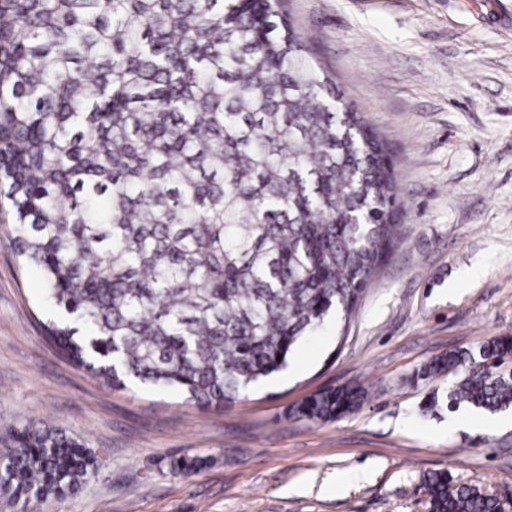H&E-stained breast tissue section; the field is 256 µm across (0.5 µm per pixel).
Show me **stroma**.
<instances>
[{"label":"stroma","instance_id":"1","mask_svg":"<svg viewBox=\"0 0 512 512\" xmlns=\"http://www.w3.org/2000/svg\"><path fill=\"white\" fill-rule=\"evenodd\" d=\"M348 100L387 141L400 237L349 321L329 319L287 367L222 409L175 389L115 388L44 337L56 310L0 226V454L25 428L91 450L81 490L44 512H427L447 471L509 501L512 410L423 412L450 377L436 356L512 336V0H280ZM356 384L357 410L293 407Z\"/></svg>","mask_w":512,"mask_h":512}]
</instances>
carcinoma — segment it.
Returning a JSON list of instances; mask_svg holds the SVG:
<instances>
[{
  "label": "carcinoma",
  "mask_w": 512,
  "mask_h": 512,
  "mask_svg": "<svg viewBox=\"0 0 512 512\" xmlns=\"http://www.w3.org/2000/svg\"><path fill=\"white\" fill-rule=\"evenodd\" d=\"M387 146L314 59L279 0H0V223L67 319L47 326L105 382L222 408L350 315L398 234ZM512 339L418 371L456 377L424 406L512 409L487 365ZM362 389L308 396L327 423ZM95 460L53 429L16 433L0 492L34 508ZM429 512H504L448 471Z\"/></svg>",
  "instance_id": "carcinoma-1"
}]
</instances>
